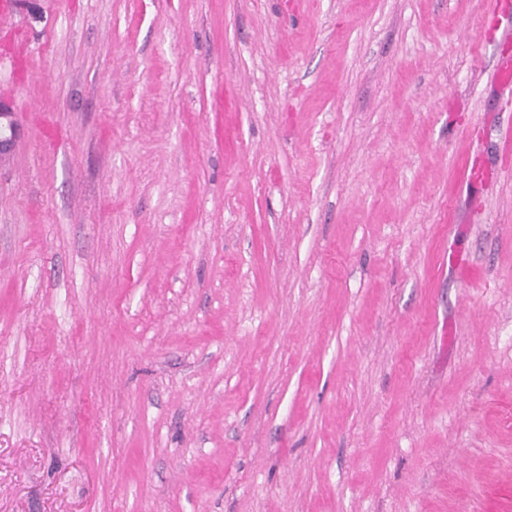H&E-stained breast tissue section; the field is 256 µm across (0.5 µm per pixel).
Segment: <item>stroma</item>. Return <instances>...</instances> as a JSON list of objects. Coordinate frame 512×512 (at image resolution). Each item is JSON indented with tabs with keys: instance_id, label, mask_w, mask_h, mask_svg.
<instances>
[{
	"instance_id": "obj_1",
	"label": "stroma",
	"mask_w": 512,
	"mask_h": 512,
	"mask_svg": "<svg viewBox=\"0 0 512 512\" xmlns=\"http://www.w3.org/2000/svg\"><path fill=\"white\" fill-rule=\"evenodd\" d=\"M14 2L0 512L512 502V12Z\"/></svg>"
}]
</instances>
